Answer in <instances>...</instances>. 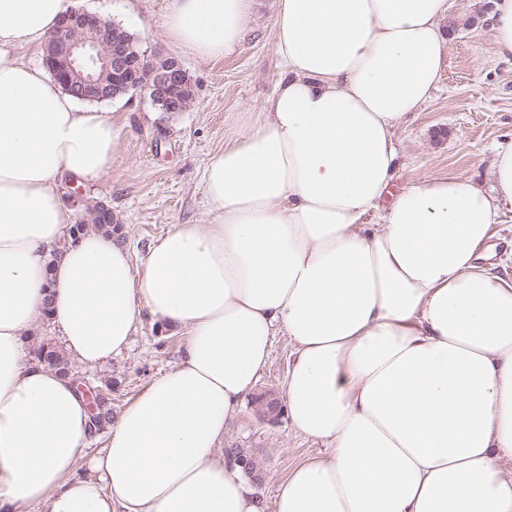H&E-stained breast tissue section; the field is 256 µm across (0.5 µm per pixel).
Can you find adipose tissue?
Wrapping results in <instances>:
<instances>
[{
    "label": "adipose tissue",
    "instance_id": "1",
    "mask_svg": "<svg viewBox=\"0 0 512 512\" xmlns=\"http://www.w3.org/2000/svg\"><path fill=\"white\" fill-rule=\"evenodd\" d=\"M81 2L0 0V512H512V280L484 263L512 141L491 190L460 175L392 189L395 131L439 82L448 0H279L282 76L206 164L207 220L138 264L105 234L69 237L62 197L111 170L124 122L24 56ZM250 21V0H169L160 35L218 61ZM146 315L185 335L180 359L77 475L88 402L26 333L49 318L95 366ZM277 335L296 347L288 420L327 451L268 505L220 444Z\"/></svg>",
    "mask_w": 512,
    "mask_h": 512
}]
</instances>
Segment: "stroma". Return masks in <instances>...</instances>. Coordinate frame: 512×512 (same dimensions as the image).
<instances>
[{"label":"stroma","mask_w":512,"mask_h":512,"mask_svg":"<svg viewBox=\"0 0 512 512\" xmlns=\"http://www.w3.org/2000/svg\"><path fill=\"white\" fill-rule=\"evenodd\" d=\"M450 2L452 14L475 15L479 21L459 28L450 39L433 98L396 131L404 162L395 181L399 188L448 174L488 185L493 145L512 140V60L494 52L488 20L478 15L483 0ZM83 7L134 33L148 53L169 57L159 33L167 0H84ZM277 7L278 0H251L249 27L224 59H183L194 84V103L188 111L157 112L140 93L103 104V111L127 121L122 154L107 174L81 189L69 184L65 190L79 192L87 204H110L135 259H142L148 246L172 225L204 221L205 163L223 149L240 112L261 111L279 81L272 37ZM184 341L174 328L147 318L128 349L105 364L81 367L80 372L95 381H112V411L117 414L152 379L177 364ZM295 354L287 337H275L256 392L281 391ZM223 445L243 449L260 464L264 482L253 491L269 503L289 469L321 448L319 442L295 432L287 418L268 423L247 406L225 433Z\"/></svg>","instance_id":"obj_1"}]
</instances>
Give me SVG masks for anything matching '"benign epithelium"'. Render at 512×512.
I'll return each mask as SVG.
<instances>
[{
	"label": "benign epithelium",
	"instance_id": "obj_1",
	"mask_svg": "<svg viewBox=\"0 0 512 512\" xmlns=\"http://www.w3.org/2000/svg\"><path fill=\"white\" fill-rule=\"evenodd\" d=\"M45 65L56 81L81 98L104 91L102 74L161 102L170 114L187 111L194 100L192 79L179 62L133 54L128 43L115 37L112 22L84 9L63 16L50 33ZM282 409L279 397L269 391L259 396L254 413L274 423Z\"/></svg>",
	"mask_w": 512,
	"mask_h": 512
}]
</instances>
